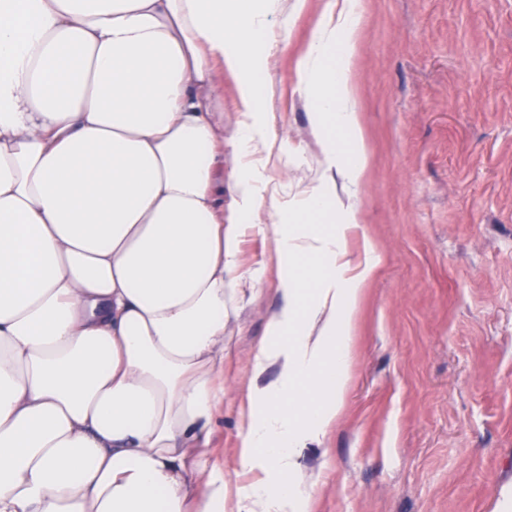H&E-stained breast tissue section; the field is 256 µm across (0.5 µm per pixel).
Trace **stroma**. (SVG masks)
Returning <instances> with one entry per match:
<instances>
[{
  "mask_svg": "<svg viewBox=\"0 0 512 512\" xmlns=\"http://www.w3.org/2000/svg\"><path fill=\"white\" fill-rule=\"evenodd\" d=\"M324 0H308L293 35L273 24L272 147L240 153L242 102L224 77V217L237 180L263 196L238 229V290L227 322L224 406L211 435L229 493L263 478L244 465L251 369L282 303L269 225L300 220L299 191L320 158L301 100L297 56ZM353 82L368 165L355 197L360 233L380 257L356 315L343 409L305 451L308 512H495L512 486V0H360Z\"/></svg>",
  "mask_w": 512,
  "mask_h": 512,
  "instance_id": "obj_1",
  "label": "stroma"
}]
</instances>
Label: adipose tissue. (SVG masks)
<instances>
[{"instance_id": "adipose-tissue-1", "label": "adipose tissue", "mask_w": 512, "mask_h": 512, "mask_svg": "<svg viewBox=\"0 0 512 512\" xmlns=\"http://www.w3.org/2000/svg\"><path fill=\"white\" fill-rule=\"evenodd\" d=\"M307 0H0V512H225L209 449L224 402V77L270 148L271 20ZM352 0H327L299 54L321 159L274 224L283 304L254 371L237 512H305L309 443L335 422L354 313L379 266L348 257L366 147L352 81ZM352 148L340 157L337 131Z\"/></svg>"}]
</instances>
